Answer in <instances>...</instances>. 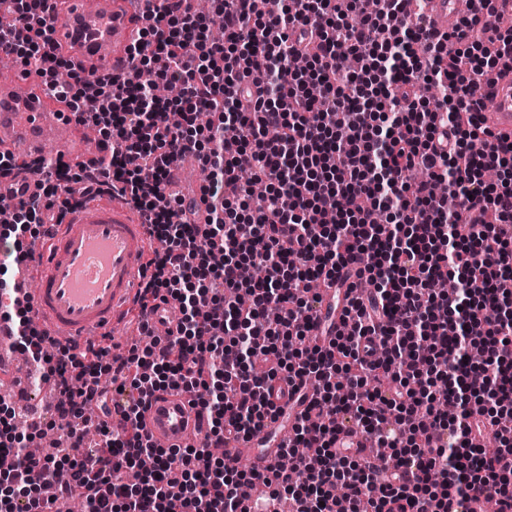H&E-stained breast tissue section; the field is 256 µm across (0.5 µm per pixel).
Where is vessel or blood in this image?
Listing matches in <instances>:
<instances>
[{
  "instance_id": "vessel-or-blood-1",
  "label": "vessel or blood",
  "mask_w": 512,
  "mask_h": 512,
  "mask_svg": "<svg viewBox=\"0 0 512 512\" xmlns=\"http://www.w3.org/2000/svg\"><path fill=\"white\" fill-rule=\"evenodd\" d=\"M56 37L63 54L83 72L112 73L128 64L126 52L144 20L141 12L129 9L127 0H53ZM427 14L433 29L454 30L463 17L462 0H429ZM484 90L492 94L493 108L488 124L502 134L512 135V78L489 77ZM68 109L54 101L36 76L0 77V152L12 153L19 163L40 156L47 146L70 150ZM38 177L0 183V196L12 200L40 194ZM148 236L145 224L122 202L91 199L70 204L57 232L42 245L29 250L23 267L36 272V285L19 286L16 298L30 306L39 328L67 342L82 343L101 338L121 325L139 291ZM314 311L318 328L310 336L319 346L330 338L322 326L340 332L345 328L347 300L336 297L335 287L319 290ZM270 398L285 408L284 416L268 422L263 431L248 439H228L224 459L234 463L249 457L258 471L277 461L282 441L292 433L293 417L313 413L314 390L304 386L293 392L281 378L269 384ZM204 419L189 397L180 391L157 393L144 414V429L161 448L194 444L203 430ZM370 436L352 425L337 435L339 452L367 456Z\"/></svg>"
}]
</instances>
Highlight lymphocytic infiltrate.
<instances>
[{"label":"lymphocytic infiltrate","mask_w":512,"mask_h":512,"mask_svg":"<svg viewBox=\"0 0 512 512\" xmlns=\"http://www.w3.org/2000/svg\"><path fill=\"white\" fill-rule=\"evenodd\" d=\"M48 0H0V52L43 79L77 122L100 134L99 152L70 164L63 153L17 165L0 152V178H56L55 187L13 207L15 238L50 235L55 197L108 196L141 216L151 245L132 319L146 345L111 356L105 346H60L37 328L30 308L0 313L10 346L25 352L66 400L65 448L28 451L15 434V482L51 488L25 512H253L267 502L292 512H337L344 488L351 512H471L474 488L512 508V139L480 117L485 75L512 60V27L487 44L483 20L495 0H476L461 18L456 48L410 16V0H212L224 38L184 0H158L122 75L89 79L53 48ZM425 45L417 55L416 45ZM307 61L292 70L293 57ZM263 98L242 102L244 74ZM158 83L180 86L156 98ZM440 96L430 108L425 90ZM443 126H436L438 113ZM278 131L276 141L263 138ZM204 175V223L185 219L170 189L184 157ZM498 170L499 186L484 179ZM265 185L260 207L253 184ZM365 279L350 301L347 333L327 348L309 344L319 301L309 282ZM173 301L174 327L152 336L159 305ZM272 366L252 374L254 358ZM397 384L395 396L368 376ZM313 383L315 418H302L267 473L225 465L227 437L260 432L276 414L274 378ZM192 395L206 421L202 440L168 450L144 432L150 396ZM453 401L459 415L441 412ZM493 428L494 453L469 444L474 414ZM119 415L121 430L110 419ZM351 422L395 450L393 473L336 453ZM100 450L82 452L88 431ZM305 454H297V447ZM139 471L141 487L127 480ZM262 488L255 504L243 489Z\"/></svg>","instance_id":"obj_1"}]
</instances>
